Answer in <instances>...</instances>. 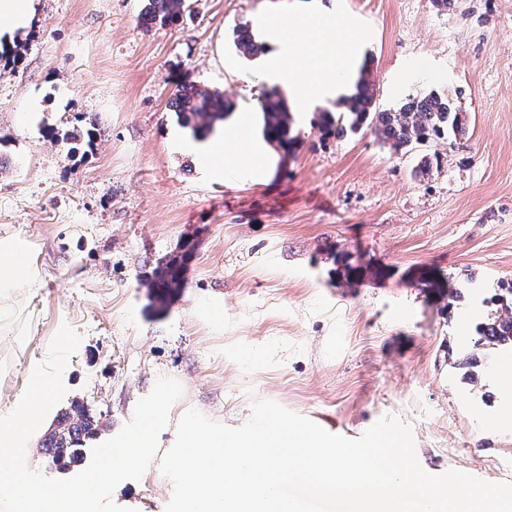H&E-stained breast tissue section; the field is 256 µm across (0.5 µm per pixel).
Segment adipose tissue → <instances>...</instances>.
Instances as JSON below:
<instances>
[{"label":"adipose tissue","instance_id":"ef3b65f1","mask_svg":"<svg viewBox=\"0 0 512 512\" xmlns=\"http://www.w3.org/2000/svg\"><path fill=\"white\" fill-rule=\"evenodd\" d=\"M261 35L268 79L286 90L291 110L312 112L354 92L368 41L367 31L356 19L306 2L269 18ZM228 124L229 131L194 144L196 154L219 173H267L271 154L261 143L255 113H233ZM30 267L23 240L0 239V298L29 281Z\"/></svg>","mask_w":512,"mask_h":512}]
</instances>
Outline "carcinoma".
Instances as JSON below:
<instances>
[{
  "label": "carcinoma",
  "mask_w": 512,
  "mask_h": 512,
  "mask_svg": "<svg viewBox=\"0 0 512 512\" xmlns=\"http://www.w3.org/2000/svg\"><path fill=\"white\" fill-rule=\"evenodd\" d=\"M182 0H146L144 20L148 23L173 24L177 21ZM234 42L240 56L254 58L264 53L263 42L245 27L234 30ZM170 107L177 114L182 127L195 138L213 133L216 126L226 119L233 103L218 90L185 80L170 98ZM264 133L267 140L291 153L300 141L293 132V117L281 90L273 86L259 100ZM321 124L339 136L358 134L371 128L395 154H406L435 139L455 140L466 134L468 115L457 104L450 92L431 91L424 95L407 96L398 107L380 110L376 106L371 90L368 67H363L356 91L333 104L318 110ZM49 135L56 141L73 142L70 155L82 148H90L97 139L96 128L91 127L78 136L70 132L50 129ZM183 263L174 261L160 274L153 275L151 287L155 288V299L163 301L182 285ZM421 287L431 293L448 294V283L427 274L420 279ZM478 344L485 347L488 365H494L496 355L512 350V313H495L480 324ZM100 418L86 404L75 401L70 408L57 414L54 428L42 441L48 449L52 464L65 470L85 460L87 444L100 434Z\"/></svg>",
  "instance_id": "obj_1"
}]
</instances>
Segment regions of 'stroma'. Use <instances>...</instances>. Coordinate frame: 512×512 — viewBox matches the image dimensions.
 <instances>
[{"mask_svg": "<svg viewBox=\"0 0 512 512\" xmlns=\"http://www.w3.org/2000/svg\"><path fill=\"white\" fill-rule=\"evenodd\" d=\"M146 0H37L0 60V237L30 246L36 278L6 300L0 403L23 395L61 325L81 341L60 408L81 400L114 437L158 379L183 387L158 441L187 409L237 428L271 399L358 438L381 418L408 425L429 474L512 482V382L473 374L477 326L512 280V0H340L369 33L380 108L457 93L471 123L393 154L372 131L339 139L312 112L301 143L261 180L208 175L169 100L182 78L257 110L268 89L236 27L287 0H183L178 22L144 25ZM99 130L70 157L46 127ZM185 258L182 288L154 298L153 271ZM445 277L448 296L423 291ZM172 482L152 461L112 499L165 512Z\"/></svg>", "mask_w": 512, "mask_h": 512, "instance_id": "stroma-1", "label": "stroma"}]
</instances>
